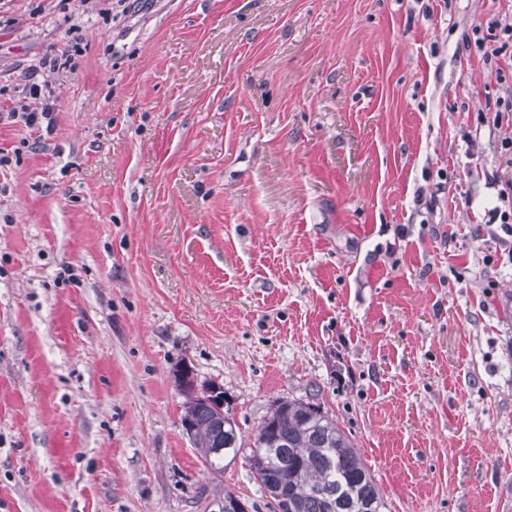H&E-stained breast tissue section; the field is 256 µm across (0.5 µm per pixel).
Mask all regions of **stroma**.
<instances>
[{"label":"stroma","mask_w":512,"mask_h":512,"mask_svg":"<svg viewBox=\"0 0 512 512\" xmlns=\"http://www.w3.org/2000/svg\"><path fill=\"white\" fill-rule=\"evenodd\" d=\"M498 0H0V512H269L244 433L319 390L384 512H512V263L486 227ZM500 2L506 3L504 10L498 11L486 27L478 24L472 28L465 50L470 55L473 48L490 82L512 84V1ZM60 58L58 56H46L41 61L38 62L37 65H32L27 73L25 84L22 92H24V96L21 99L13 100L12 106L9 108H5L2 101H0V112L7 111L8 114H11L13 117L17 114H21V118L24 119L25 124L29 126H39L43 121H46V129L49 130L54 125V116L53 112H50V107L45 104L40 112L31 111L27 112V104L25 101L27 99H39L42 93V88L40 83L38 82L37 76L43 71H55L59 70L62 67L63 63L60 62ZM22 111V112H19ZM179 372V386L186 397L181 416L182 427L187 434L191 426L192 434L189 438L203 465L214 472H224V460L228 457L229 462L235 460L242 448H246L244 435L235 416H229L228 410H224L229 404V414H233L230 401L224 395L223 407L214 395V391H221L219 384L215 385L214 391V382L202 384L199 392L193 381L188 385L189 382L183 379L187 372L193 373L192 370L184 367Z\"/></svg>","instance_id":"obj_1"}]
</instances>
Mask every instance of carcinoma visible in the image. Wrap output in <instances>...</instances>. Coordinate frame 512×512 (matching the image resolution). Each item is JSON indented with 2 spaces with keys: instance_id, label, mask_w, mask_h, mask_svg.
<instances>
[{
  "instance_id": "obj_1",
  "label": "carcinoma",
  "mask_w": 512,
  "mask_h": 512,
  "mask_svg": "<svg viewBox=\"0 0 512 512\" xmlns=\"http://www.w3.org/2000/svg\"><path fill=\"white\" fill-rule=\"evenodd\" d=\"M189 369L180 370L186 401L181 423H189L190 440L203 465L224 471L245 439L235 416L228 415L212 390L213 383L186 384ZM249 458L255 478L276 505L287 512H382L379 488L349 436L313 399L279 397L250 438Z\"/></svg>"
}]
</instances>
